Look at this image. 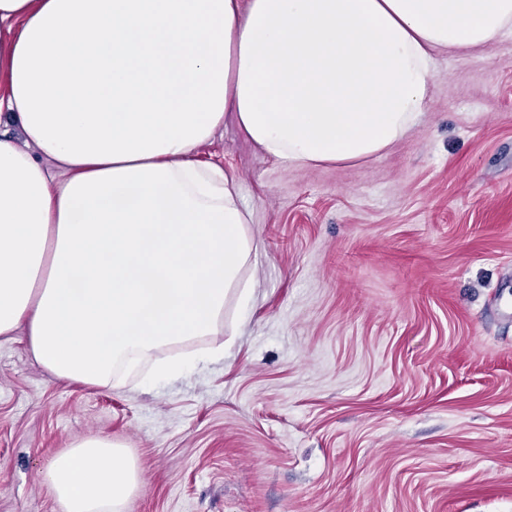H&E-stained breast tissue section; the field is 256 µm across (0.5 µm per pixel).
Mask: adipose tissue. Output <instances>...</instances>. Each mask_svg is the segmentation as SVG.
<instances>
[{
	"instance_id": "obj_1",
	"label": "adipose tissue",
	"mask_w": 512,
	"mask_h": 512,
	"mask_svg": "<svg viewBox=\"0 0 512 512\" xmlns=\"http://www.w3.org/2000/svg\"><path fill=\"white\" fill-rule=\"evenodd\" d=\"M512 39V0H0V338L112 390L185 374L178 345L253 300L224 122L295 168L378 157L439 55ZM42 478L62 512H127L141 471L85 435Z\"/></svg>"
}]
</instances>
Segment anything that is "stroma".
<instances>
[{
  "instance_id": "35a3bbf8",
  "label": "stroma",
  "mask_w": 512,
  "mask_h": 512,
  "mask_svg": "<svg viewBox=\"0 0 512 512\" xmlns=\"http://www.w3.org/2000/svg\"><path fill=\"white\" fill-rule=\"evenodd\" d=\"M380 157L289 168L225 120L198 157L241 181L247 319L188 373L62 382L0 341V512L77 437L122 441L127 512H512V40L440 56Z\"/></svg>"
}]
</instances>
